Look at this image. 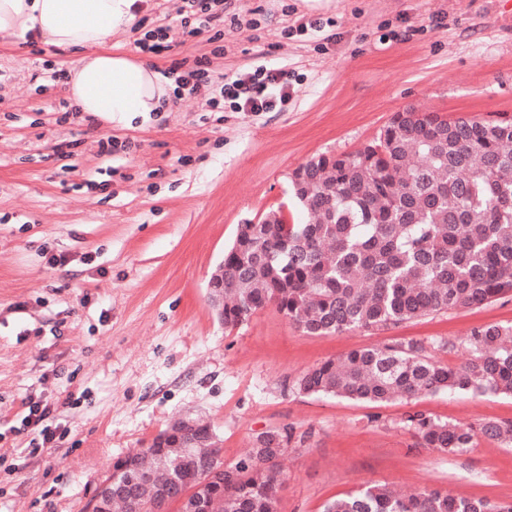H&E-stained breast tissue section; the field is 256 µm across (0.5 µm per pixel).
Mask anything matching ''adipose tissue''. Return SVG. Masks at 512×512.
Wrapping results in <instances>:
<instances>
[{
	"instance_id": "ef3b65f1",
	"label": "adipose tissue",
	"mask_w": 512,
	"mask_h": 512,
	"mask_svg": "<svg viewBox=\"0 0 512 512\" xmlns=\"http://www.w3.org/2000/svg\"><path fill=\"white\" fill-rule=\"evenodd\" d=\"M145 0H0V39L29 37L70 53L64 89L76 111L131 123L167 111L170 81L155 66L111 49L143 14Z\"/></svg>"
}]
</instances>
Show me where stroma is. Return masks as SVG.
I'll return each instance as SVG.
<instances>
[{
  "label": "stroma",
  "instance_id": "1",
  "mask_svg": "<svg viewBox=\"0 0 512 512\" xmlns=\"http://www.w3.org/2000/svg\"><path fill=\"white\" fill-rule=\"evenodd\" d=\"M178 5L146 0L121 50L164 75L220 45L215 74L285 70L287 103L216 113L208 85L130 125L65 118L70 55L0 41V512H88L117 457L188 417L213 427L228 464L257 433L293 430L278 512H323L366 484L512 500V445L478 435L448 455L403 422L409 411L508 421L512 395L374 406L292 389L310 367L385 342L423 341L461 368L472 328L512 325V293L322 336L271 307L225 329L207 294L238 225L292 206L289 175L310 158L360 148L406 108L512 117V0H224L236 22L220 33ZM161 26L167 49L142 54L138 39ZM102 137L118 149L101 152ZM33 401L51 406L61 436L31 455Z\"/></svg>",
  "mask_w": 512,
  "mask_h": 512
}]
</instances>
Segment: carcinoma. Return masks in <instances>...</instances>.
<instances>
[{"label": "carcinoma", "mask_w": 512, "mask_h": 512, "mask_svg": "<svg viewBox=\"0 0 512 512\" xmlns=\"http://www.w3.org/2000/svg\"><path fill=\"white\" fill-rule=\"evenodd\" d=\"M319 173L292 186L306 224L240 225L224 252V328L271 306L308 335L396 326L462 310L512 292V120L396 112L378 137L350 153L320 154ZM472 359L452 370L410 340L353 349L306 370L302 395L384 405L422 394L466 390L512 394V326L485 325L467 336ZM420 444L462 454L475 433L512 442V421L450 424L405 417ZM209 425L170 427L116 460L96 495L97 512H277L284 483L278 459L292 432L253 440L249 454L224 463ZM324 512H512L491 503L422 489L398 497L369 484L329 501Z\"/></svg>", "instance_id": "obj_1"}]
</instances>
